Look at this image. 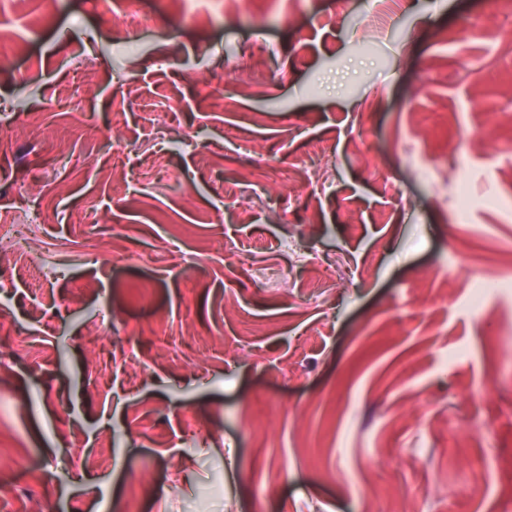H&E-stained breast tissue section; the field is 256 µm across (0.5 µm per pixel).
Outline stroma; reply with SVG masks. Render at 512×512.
Instances as JSON below:
<instances>
[{
    "label": "stroma",
    "instance_id": "1",
    "mask_svg": "<svg viewBox=\"0 0 512 512\" xmlns=\"http://www.w3.org/2000/svg\"><path fill=\"white\" fill-rule=\"evenodd\" d=\"M210 10L143 0L128 40L112 36L129 25L116 0L0 15L30 45L0 68V125L28 111L0 141V223L36 186L69 266L47 280L0 256L15 326L0 332L1 447L28 457L8 512H29L31 490L41 512H382L391 494L512 512V0ZM90 60L77 118L55 101ZM247 63L243 92H211ZM104 127L126 152L98 142ZM77 156L65 193L41 180ZM278 164L301 190L277 186ZM248 174L273 189L247 200ZM86 205L97 232L63 220ZM292 236L296 253L279 251ZM186 412L208 440L183 432Z\"/></svg>",
    "mask_w": 512,
    "mask_h": 512
}]
</instances>
